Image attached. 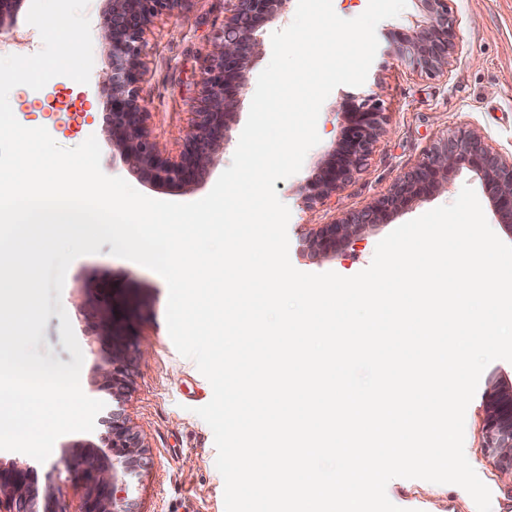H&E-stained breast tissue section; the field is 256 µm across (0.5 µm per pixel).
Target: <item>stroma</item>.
Wrapping results in <instances>:
<instances>
[{"label":"stroma","mask_w":512,"mask_h":512,"mask_svg":"<svg viewBox=\"0 0 512 512\" xmlns=\"http://www.w3.org/2000/svg\"><path fill=\"white\" fill-rule=\"evenodd\" d=\"M448 6L458 39L448 73L441 77L412 71L386 54L390 32L408 31L419 20L417 0H408L398 17L383 20L376 28L379 46L367 79L379 81L384 88L389 132L377 142L368 171L327 200L317 214H310L303 206L301 185L341 135L340 106L353 92L351 86L341 85L321 108L317 122L320 143L307 153L298 173L276 181L278 197L291 211L287 228L289 258L297 270L355 275L371 264L378 242L398 226L452 203L463 186L482 192L474 173L459 170L451 176L447 191L417 202L375 227L337 258H312L303 253L301 225L325 223L365 208L421 161L446 131L463 126L503 154L512 153V0H449ZM223 25L224 0H193L184 14L156 18L145 35L146 72L140 83L141 95L155 117L154 135L169 153L181 149L174 132L188 125L201 97L211 41ZM41 48L39 32L27 23L25 15H18L14 27L0 30V56L32 55ZM106 60V50L97 41L93 44L89 83L59 75L39 90L15 87L9 94L15 118L28 128H46L65 148L96 137L103 173L125 178L150 198L187 203L206 196L231 164L249 103H242L224 153L203 184L190 192L175 186H151L112 160L103 123L105 107L97 94ZM111 250V244L106 243L99 253L76 258L65 277L62 304L84 356L81 388L89 390L96 356L110 345L107 339L85 333L84 314L103 305L123 308L137 341L149 351L135 367L125 404L132 425L147 447L148 463L134 489L138 512H225L224 480L216 468L214 435L195 413L211 400L212 387L194 361L177 352L170 338L164 279L135 262L113 256ZM510 379L512 362L497 360L489 364L466 411L465 454L491 491V512H512V487L503 480L483 446L485 393L492 381ZM386 492L390 501L405 512H477L470 495L454 484L396 478L388 483Z\"/></svg>","instance_id":"1"}]
</instances>
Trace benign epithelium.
<instances>
[{
    "label": "benign epithelium",
    "instance_id": "obj_1",
    "mask_svg": "<svg viewBox=\"0 0 512 512\" xmlns=\"http://www.w3.org/2000/svg\"><path fill=\"white\" fill-rule=\"evenodd\" d=\"M99 37L108 50L97 89L108 106L106 121L112 160L152 185L194 190L224 153L248 88L252 63L261 57L260 31L285 12L288 0H224V26L214 38L203 77V97L191 123L179 132L183 147L172 158L153 136L151 112L139 96L143 34L162 14L179 15L192 0H108ZM425 14L410 34L397 31L389 56L429 76L448 73L456 45L448 0H417ZM24 0H0V28L14 23ZM341 137L325 152L316 174L301 187L307 209L314 210L368 171L377 140L387 133L382 91L345 100ZM466 168L481 181L499 224L512 234V157H505L473 131L460 127L437 139L423 160L404 173L370 206L329 224H311L303 237L308 253L335 258L365 233L413 203L448 188L450 176ZM86 331L106 336L112 345L99 356L94 386L105 403L97 423L99 443L74 444L61 463L75 490L69 499L54 472L39 477L26 461L0 460V512H137L130 496L132 479L145 459V446L125 416L134 365L146 351L112 309L85 314ZM486 447L501 475L512 483V384L499 381L485 395Z\"/></svg>",
    "mask_w": 512,
    "mask_h": 512
}]
</instances>
